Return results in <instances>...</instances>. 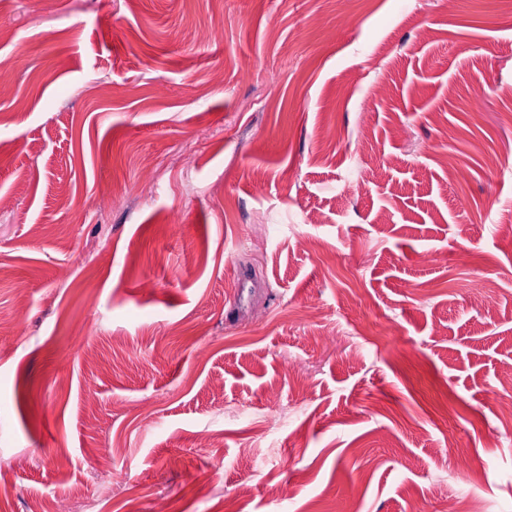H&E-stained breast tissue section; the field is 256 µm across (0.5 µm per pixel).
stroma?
I'll return each instance as SVG.
<instances>
[{
  "mask_svg": "<svg viewBox=\"0 0 512 512\" xmlns=\"http://www.w3.org/2000/svg\"><path fill=\"white\" fill-rule=\"evenodd\" d=\"M0 30V512L109 462L102 512H512V0H0Z\"/></svg>",
  "mask_w": 512,
  "mask_h": 512,
  "instance_id": "stroma-1",
  "label": "stroma"
}]
</instances>
